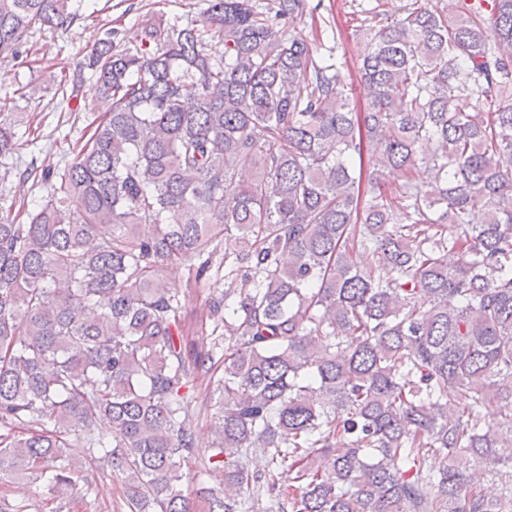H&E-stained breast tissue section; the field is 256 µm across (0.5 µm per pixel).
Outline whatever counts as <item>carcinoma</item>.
I'll list each match as a JSON object with an SVG mask.
<instances>
[{
	"instance_id": "1",
	"label": "carcinoma",
	"mask_w": 512,
	"mask_h": 512,
	"mask_svg": "<svg viewBox=\"0 0 512 512\" xmlns=\"http://www.w3.org/2000/svg\"><path fill=\"white\" fill-rule=\"evenodd\" d=\"M69 2L0 0V56L70 26ZM399 2L362 12L364 112L288 32L319 2L210 0L203 27L157 16L135 48L105 23L91 135L37 175L41 201L0 191V483L70 497L75 436L124 475L130 512H190L202 379L224 481L207 512H238L245 488L279 512H512L497 455L512 445V0ZM82 80L58 84L61 102ZM15 127L0 103V160ZM183 267L194 288L221 270L227 284L206 304L224 332L191 365L163 276ZM258 450L271 459L251 470Z\"/></svg>"
}]
</instances>
